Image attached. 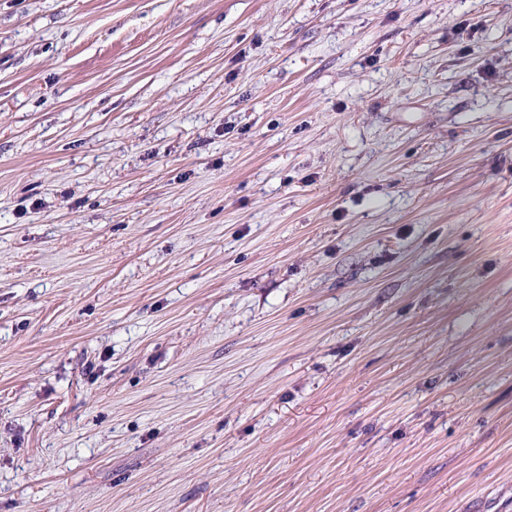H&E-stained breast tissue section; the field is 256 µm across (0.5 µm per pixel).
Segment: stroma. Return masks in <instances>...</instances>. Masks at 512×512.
Masks as SVG:
<instances>
[{
    "label": "stroma",
    "instance_id": "1",
    "mask_svg": "<svg viewBox=\"0 0 512 512\" xmlns=\"http://www.w3.org/2000/svg\"><path fill=\"white\" fill-rule=\"evenodd\" d=\"M0 512H512V0H0Z\"/></svg>",
    "mask_w": 512,
    "mask_h": 512
}]
</instances>
